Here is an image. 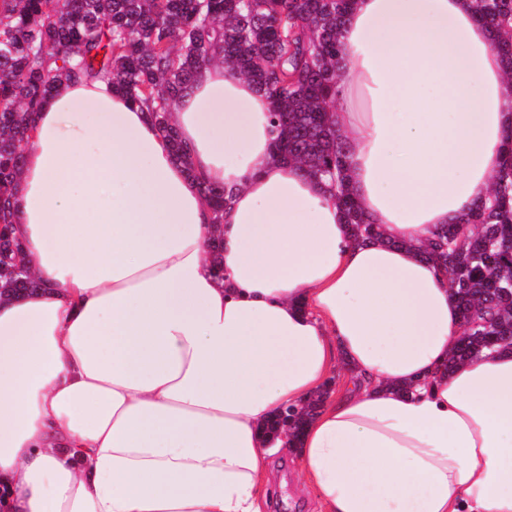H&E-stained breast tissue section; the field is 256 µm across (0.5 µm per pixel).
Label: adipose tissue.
<instances>
[{"mask_svg":"<svg viewBox=\"0 0 512 512\" xmlns=\"http://www.w3.org/2000/svg\"><path fill=\"white\" fill-rule=\"evenodd\" d=\"M337 58L330 119L382 232L364 244L223 65L173 105L184 163L107 82L36 112L12 233L39 286L0 299V512H266L269 421L341 363L294 447L322 512H512V353L444 371L460 313L417 250L488 198L512 80L471 0H356ZM203 182L233 189L222 215Z\"/></svg>","mask_w":512,"mask_h":512,"instance_id":"1","label":"adipose tissue"}]
</instances>
